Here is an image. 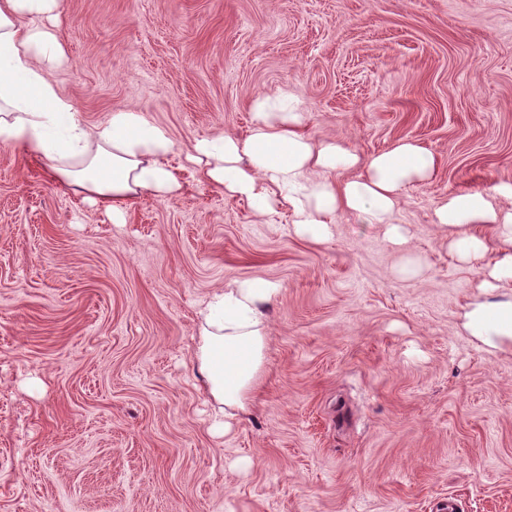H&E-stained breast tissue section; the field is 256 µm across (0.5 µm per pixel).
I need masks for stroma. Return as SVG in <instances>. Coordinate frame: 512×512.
<instances>
[{
    "label": "stroma",
    "instance_id": "obj_1",
    "mask_svg": "<svg viewBox=\"0 0 512 512\" xmlns=\"http://www.w3.org/2000/svg\"><path fill=\"white\" fill-rule=\"evenodd\" d=\"M61 2L55 79L87 123L136 106L183 145L242 135L285 87L310 130L436 168L399 249L348 215L298 237L182 154V192L117 225L0 147V512H512V341L465 328L480 275L432 222L512 182V0ZM253 276L283 286L265 383L217 436L195 311Z\"/></svg>",
    "mask_w": 512,
    "mask_h": 512
}]
</instances>
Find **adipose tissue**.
<instances>
[{"instance_id":"1","label":"adipose tissue","mask_w":512,"mask_h":512,"mask_svg":"<svg viewBox=\"0 0 512 512\" xmlns=\"http://www.w3.org/2000/svg\"><path fill=\"white\" fill-rule=\"evenodd\" d=\"M61 0H0V146L39 163L55 179L103 204L123 223L133 199L166 198L183 184L169 159L187 151L200 179L217 192L245 201L259 216L285 207L297 235L330 238L342 214L386 227L388 241H406L395 218L407 186L428 180L436 160L426 148L402 140L364 156L335 138H315L288 90L257 96L245 135L199 138L182 147L143 110L124 108L88 124L54 80L66 53L47 25ZM358 170L357 178L337 174ZM512 184L453 192L433 208L432 220L450 231L449 247L484 271L483 287L512 288ZM489 227L495 247L475 232ZM282 293L262 277L235 279L197 312L194 368L203 379L216 426L246 414L264 384L267 311ZM468 327L479 336L512 337V304L472 303Z\"/></svg>"}]
</instances>
